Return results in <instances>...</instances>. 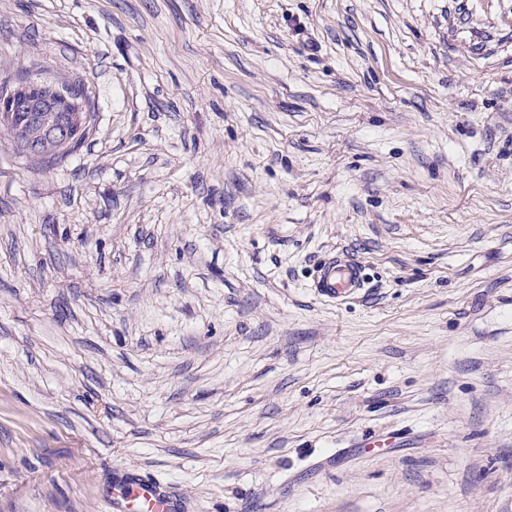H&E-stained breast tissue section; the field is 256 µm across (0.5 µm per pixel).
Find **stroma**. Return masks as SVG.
<instances>
[{
    "label": "stroma",
    "mask_w": 512,
    "mask_h": 512,
    "mask_svg": "<svg viewBox=\"0 0 512 512\" xmlns=\"http://www.w3.org/2000/svg\"><path fill=\"white\" fill-rule=\"evenodd\" d=\"M35 67L96 124L0 137V512H512V0H0ZM366 286L363 266L346 256L333 255L322 262L312 288L330 302H342L361 293ZM113 512H175L176 500L149 480L140 478L113 488L107 495Z\"/></svg>",
    "instance_id": "1"
}]
</instances>
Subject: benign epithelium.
<instances>
[{
    "label": "benign epithelium",
    "mask_w": 512,
    "mask_h": 512,
    "mask_svg": "<svg viewBox=\"0 0 512 512\" xmlns=\"http://www.w3.org/2000/svg\"><path fill=\"white\" fill-rule=\"evenodd\" d=\"M91 105L86 95L66 90L38 74L20 83L10 81L0 84V125L13 135L26 134L25 114L56 112L59 121L44 125L41 139H24V147L30 155L42 154L50 143L69 141L80 129V115L90 112Z\"/></svg>",
    "instance_id": "7a95c632"
}]
</instances>
